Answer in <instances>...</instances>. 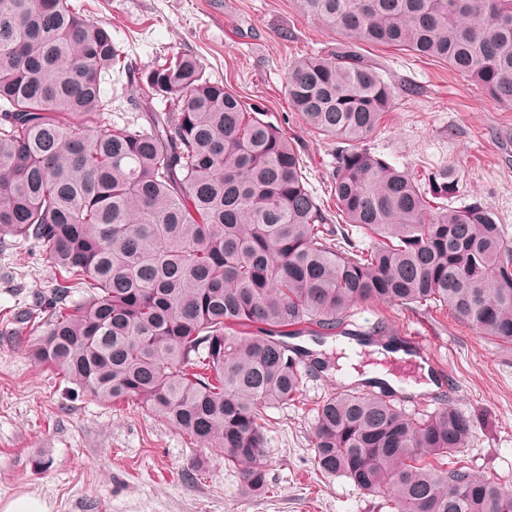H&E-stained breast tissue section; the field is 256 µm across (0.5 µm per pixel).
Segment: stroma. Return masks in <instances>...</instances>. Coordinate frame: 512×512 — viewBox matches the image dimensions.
<instances>
[{
    "mask_svg": "<svg viewBox=\"0 0 512 512\" xmlns=\"http://www.w3.org/2000/svg\"><path fill=\"white\" fill-rule=\"evenodd\" d=\"M93 21L110 25L135 71L174 53L196 55L207 75L262 103L293 141L309 184L325 205L334 145L288 105L286 65L321 49L337 34L303 16L296 0H73ZM398 90L371 146L398 167L455 171L448 203L482 205L512 242V111L500 107L447 63L367 46ZM55 272L24 244L0 245V510L22 496L47 512H393L385 495H369L343 476L318 470L312 448L317 404L348 385L329 370L304 379L294 401L269 410L265 496L239 491L235 469L220 452L197 445L143 404L74 397L56 370L36 362L29 336L13 332L21 304L48 294ZM357 323L385 319L403 333L432 337L448 385L449 405L477 428L454 463L512 488V345L477 336L446 312L412 313L379 303L359 306ZM207 462L198 474L199 462Z\"/></svg>",
    "mask_w": 512,
    "mask_h": 512,
    "instance_id": "obj_1",
    "label": "stroma"
}]
</instances>
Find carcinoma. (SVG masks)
<instances>
[{
    "mask_svg": "<svg viewBox=\"0 0 512 512\" xmlns=\"http://www.w3.org/2000/svg\"><path fill=\"white\" fill-rule=\"evenodd\" d=\"M296 3L339 34L288 61L284 85L336 143L334 213L264 106L199 58L175 54L106 96L105 76L132 67L107 23L71 0H0V241L34 245L60 274L12 323L89 396L140 402L223 453L248 497L268 491L267 411L330 369L292 339L409 353L385 320L353 321L387 301L449 310L512 345V245L482 206L446 204L448 168L421 175L372 151L396 95L361 52L442 60L512 110V0ZM122 99L133 112L119 123ZM367 385L379 393L352 386L317 404L322 473L397 512H512V489L431 463L467 445L473 417L443 401L418 419L382 398L387 383Z\"/></svg>",
    "mask_w": 512,
    "mask_h": 512,
    "instance_id": "obj_1",
    "label": "carcinoma"
}]
</instances>
